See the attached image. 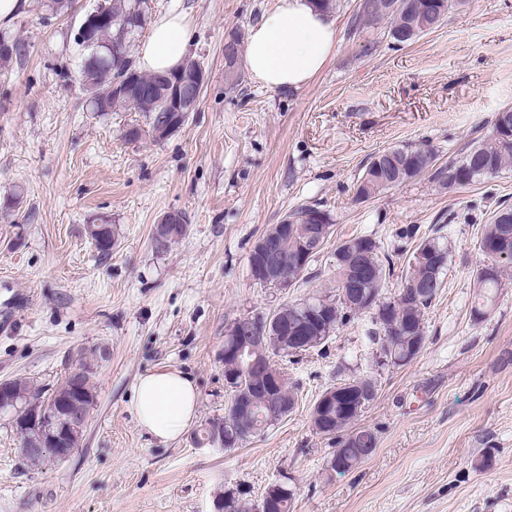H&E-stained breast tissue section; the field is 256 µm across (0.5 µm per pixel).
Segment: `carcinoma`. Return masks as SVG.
Wrapping results in <instances>:
<instances>
[{
	"label": "carcinoma",
	"instance_id": "cac0c4a2",
	"mask_svg": "<svg viewBox=\"0 0 512 512\" xmlns=\"http://www.w3.org/2000/svg\"><path fill=\"white\" fill-rule=\"evenodd\" d=\"M434 0H400L399 7L389 9L390 0H362L358 17L372 24L388 20V36L396 43V33L409 28L413 19L426 23L427 32L444 24L448 13L462 0H441L442 12L435 16ZM151 5L149 0H103L104 20L96 26V45L84 56L81 75L91 92L93 112H112L131 107L145 115V125L127 128L124 138L137 143L145 138L154 142L168 139L166 132L175 122L186 123L188 114L170 111L167 106L169 88L167 74L142 73L137 70L132 45L144 29ZM8 57L0 62V70L8 69L13 61L27 55L25 42L7 41ZM512 166V108H506L494 117L490 134L475 137L463 152L439 161V155L426 144L396 145L372 155L362 168L354 184L355 192H364L367 199L399 188L412 179L430 174L433 183L443 189L463 188L496 177L504 168ZM288 231L280 233L272 225L265 234H277L280 253L284 254L285 276L288 287L295 286L310 275L316 255H308L316 247L323 250L330 242L333 224L328 213L313 205H302L288 214ZM118 232L111 224L99 225L94 246L103 257L112 253ZM479 250L484 256L478 265L474 280L477 292L471 306L472 321L487 316L508 270L512 269V206L504 203L490 211L486 223L480 227ZM336 284L321 292L280 305L267 315L243 316L236 319L224 333V351H233L224 357V387L229 397L237 395L247 377L249 362L257 360L274 373L281 372L280 362L299 358L313 350H320L344 325L359 316L369 318V340L374 346L376 364L381 369L402 367L415 360L426 345L425 314L443 288L444 275L452 261L448 242L442 236L421 237L411 250L407 270L394 294L385 291L386 275L391 272L390 258L385 256L379 242L368 235H357L336 240L332 252ZM324 310L322 322L307 347L296 350L287 337L265 329L269 319H286L288 326H297L307 319V313ZM95 372L87 360L79 362L51 390L32 387L27 381L9 382L10 398L20 406L34 401L46 402L52 394L70 386L78 377L80 395L76 410L63 418L62 425L72 433L69 447H78L83 436L84 419L89 415L96 396L93 382ZM336 383L355 389L359 399L355 406L345 409L339 403H322L316 398L310 413V425L315 434L336 441L326 468L345 474L366 461L362 452L377 448V435L370 429L356 426L376 398L378 379L374 376L346 375V368L337 371ZM298 403V388L287 378L278 379L272 393L250 387L246 406L233 408L221 419L208 423L196 438L224 433L228 447L240 448L251 438L284 421ZM20 449L36 448L43 437L42 426L29 421L16 426ZM297 489L290 483L276 481L255 498L243 484L227 487L216 495L224 512H294Z\"/></svg>",
	"mask_w": 512,
	"mask_h": 512
}]
</instances>
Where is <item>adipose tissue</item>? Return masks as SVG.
Returning a JSON list of instances; mask_svg holds the SVG:
<instances>
[{"label": "adipose tissue", "instance_id": "obj_1", "mask_svg": "<svg viewBox=\"0 0 512 512\" xmlns=\"http://www.w3.org/2000/svg\"><path fill=\"white\" fill-rule=\"evenodd\" d=\"M189 31L185 15L159 17L139 48V68L153 73L177 67L188 51ZM337 41L335 21L313 0H277L249 30L246 66L266 88L296 90L324 69ZM198 402L192 379L171 368L141 376L134 389L140 428L164 442L176 439L195 420Z\"/></svg>", "mask_w": 512, "mask_h": 512}]
</instances>
